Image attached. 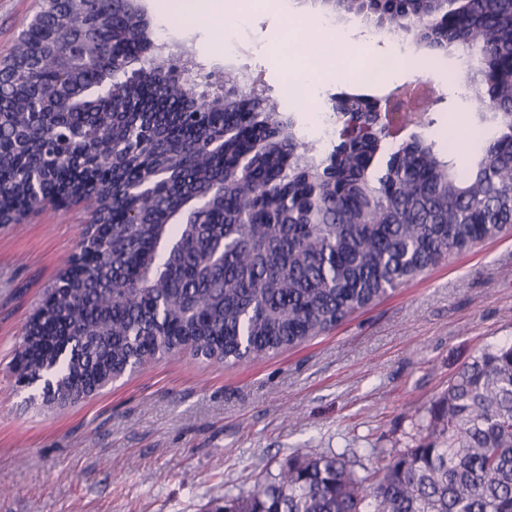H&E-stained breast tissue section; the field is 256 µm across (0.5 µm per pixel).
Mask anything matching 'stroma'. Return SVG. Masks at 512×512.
<instances>
[{
    "instance_id": "stroma-1",
    "label": "stroma",
    "mask_w": 512,
    "mask_h": 512,
    "mask_svg": "<svg viewBox=\"0 0 512 512\" xmlns=\"http://www.w3.org/2000/svg\"><path fill=\"white\" fill-rule=\"evenodd\" d=\"M164 0H139L171 50L207 70L248 68L277 97L292 63L275 58L289 26L270 6L252 15L248 58L215 50L212 28L168 19ZM43 0H0V60ZM458 49L431 61L438 102L429 139L454 133L458 170L477 160L469 142L477 103L449 70ZM396 69L376 85L327 80L340 93L382 97L412 82ZM88 215L49 208L0 224V512H212L224 494L252 489L295 455L345 454L354 470L373 450L408 448L415 417L479 350L512 341V232L454 255L297 348L237 364L185 353L151 363L75 403L44 405L42 382L18 383L12 366L27 322L69 259Z\"/></svg>"
}]
</instances>
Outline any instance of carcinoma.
Wrapping results in <instances>:
<instances>
[{
    "label": "carcinoma",
    "mask_w": 512,
    "mask_h": 512,
    "mask_svg": "<svg viewBox=\"0 0 512 512\" xmlns=\"http://www.w3.org/2000/svg\"><path fill=\"white\" fill-rule=\"evenodd\" d=\"M463 47L480 66L467 89L498 128L456 171L413 135L377 181L381 142L432 124L436 98L395 88L391 111L358 95L331 105L338 135L321 150L249 84L181 62L197 93L140 60L154 40L128 0H52L0 77V223L87 184L90 237L48 291L18 377L56 393L191 352L239 362L298 347L430 267L512 224V0H467L461 26H429L448 0H324ZM112 93L97 94L104 76ZM415 446L357 473L342 454L293 456L215 512H512V343L481 349L424 408Z\"/></svg>",
    "instance_id": "cac0c4a2"
}]
</instances>
